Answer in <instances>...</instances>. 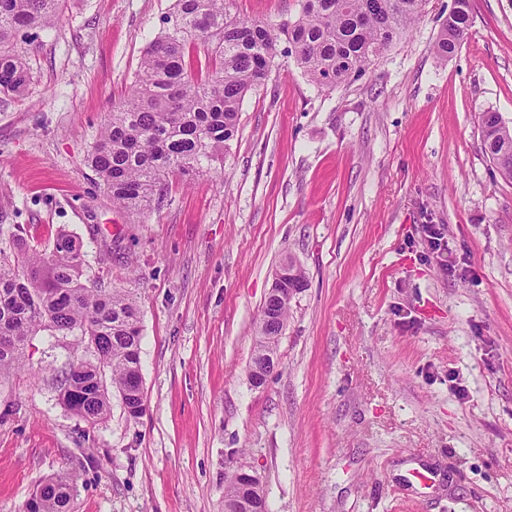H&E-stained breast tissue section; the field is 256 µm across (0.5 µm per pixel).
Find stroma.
<instances>
[{
  "label": "stroma",
  "instance_id": "1",
  "mask_svg": "<svg viewBox=\"0 0 512 512\" xmlns=\"http://www.w3.org/2000/svg\"><path fill=\"white\" fill-rule=\"evenodd\" d=\"M454 0L344 87L293 57L249 91L209 172L169 177L141 218L86 164L173 0H67L30 49L27 94L0 106V253L21 226L82 240L85 274L138 301L147 411L118 393L89 425L59 401L90 358L41 331L0 376V512L78 478L69 512H224V470L263 482L270 512H512V183L479 118L512 126V0H471L467 38L435 51ZM262 22L298 0H234ZM441 233L432 250L424 225ZM290 303L278 371L247 366L282 260Z\"/></svg>",
  "mask_w": 512,
  "mask_h": 512
}]
</instances>
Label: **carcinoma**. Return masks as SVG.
Instances as JSON below:
<instances>
[{
	"label": "carcinoma",
	"instance_id": "obj_1",
	"mask_svg": "<svg viewBox=\"0 0 512 512\" xmlns=\"http://www.w3.org/2000/svg\"><path fill=\"white\" fill-rule=\"evenodd\" d=\"M233 0H175L160 31L147 43L130 93L112 107L88 154V165L112 204L138 217L160 201L166 178L192 177L218 158L238 127L241 103L264 84L280 44L313 84L343 86L412 32L428 0H300L297 19L277 24L231 12ZM65 0H0V104L28 91L33 75L31 32L53 27ZM470 27V0H455L436 52L452 55ZM482 151L512 180V127L481 117ZM12 264L0 263V374L19 367L31 337L49 330L94 342V360L69 369L60 389L63 405L91 425L118 392L131 419L145 412L141 387L142 326L133 296L83 277V244L67 232L49 250L10 232ZM280 333L257 330L252 358H278ZM110 386H100V370ZM77 478L39 486L23 512H68ZM268 512L252 498L235 468L224 471V507Z\"/></svg>",
	"mask_w": 512,
	"mask_h": 512
}]
</instances>
